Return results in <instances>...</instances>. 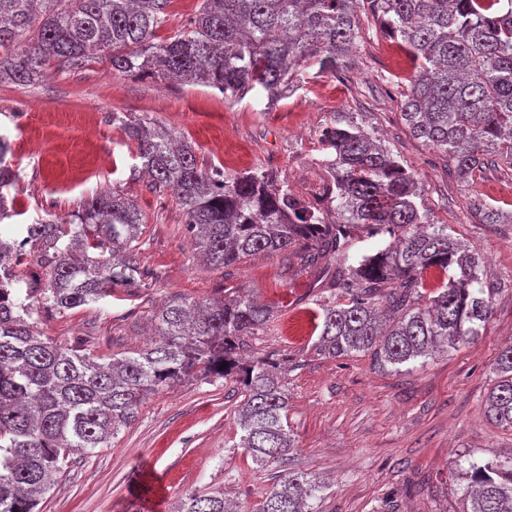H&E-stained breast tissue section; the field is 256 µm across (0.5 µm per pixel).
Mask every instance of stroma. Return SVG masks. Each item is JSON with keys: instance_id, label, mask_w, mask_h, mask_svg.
<instances>
[{"instance_id": "stroma-1", "label": "stroma", "mask_w": 512, "mask_h": 512, "mask_svg": "<svg viewBox=\"0 0 512 512\" xmlns=\"http://www.w3.org/2000/svg\"><path fill=\"white\" fill-rule=\"evenodd\" d=\"M348 79L306 75L292 95L266 108L262 98L225 100L218 90L113 74L107 60L48 72L33 86L0 84V136L18 175L13 221L70 217L79 202L113 189L145 212L144 266L157 275L143 294L42 318L47 335L85 341L96 355L144 346L156 308L171 295L220 298L246 288L274 308L247 350L286 364L292 470L323 486L318 512H460L469 458L512 453V430L484 415L492 365L512 345V224H479L466 198L512 207V169H489L461 183L441 154L413 138L400 115L413 66L373 20L362 19ZM145 116L190 144L199 166L259 171L334 220L318 134L334 112H356L421 185L419 203L453 237L477 248L502 288L482 336L451 352L378 366L370 353L318 354L321 305L316 273L297 258L256 255L218 271L195 257L185 217L170 194L153 192L138 166L135 140L111 116ZM240 385L185 381L151 396L111 447L74 454L41 512H174L189 491L226 490L253 508L274 474L240 449Z\"/></svg>"}]
</instances>
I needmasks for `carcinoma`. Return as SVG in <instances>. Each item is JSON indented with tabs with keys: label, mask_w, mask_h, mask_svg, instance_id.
Here are the masks:
<instances>
[{
	"label": "carcinoma",
	"mask_w": 512,
	"mask_h": 512,
	"mask_svg": "<svg viewBox=\"0 0 512 512\" xmlns=\"http://www.w3.org/2000/svg\"><path fill=\"white\" fill-rule=\"evenodd\" d=\"M171 0H0V82L36 84L54 67L69 72L101 52L112 72L203 85L237 101L254 93L273 105L309 68L345 78L363 13L394 39L414 66L401 118L411 135L448 156L462 179L486 167L512 168V0H200L189 25L161 38ZM148 118L112 113L137 141L151 186L182 209L206 264L226 268L258 253L297 256L323 270L330 288L316 350L330 357L371 352L385 367L481 335L500 285L484 277L483 255L448 234L418 207L415 175L364 131L351 112L332 113L319 142L336 221L265 172L228 174L197 164L192 146L174 144ZM0 138V221L12 217ZM468 209L479 224H511L512 211L480 196ZM142 212L112 190L91 197L74 219L43 218L0 231V512H39L42 497L75 452L108 448L136 421L150 396L189 378L243 386L239 447L264 470L285 465V368L256 355L245 337L263 329L271 306L248 293L176 297L154 316L158 340L121 356L93 355L34 329L39 311L64 317L122 290L149 288L141 262ZM389 237L356 264L328 259L351 229ZM37 260L43 279L22 267ZM448 275L423 305L424 274ZM486 416L512 428V345L493 364ZM461 512H512V455L473 460ZM321 482L278 477L253 512H314ZM176 512H245L222 490L189 492Z\"/></svg>",
	"instance_id": "obj_1"
}]
</instances>
